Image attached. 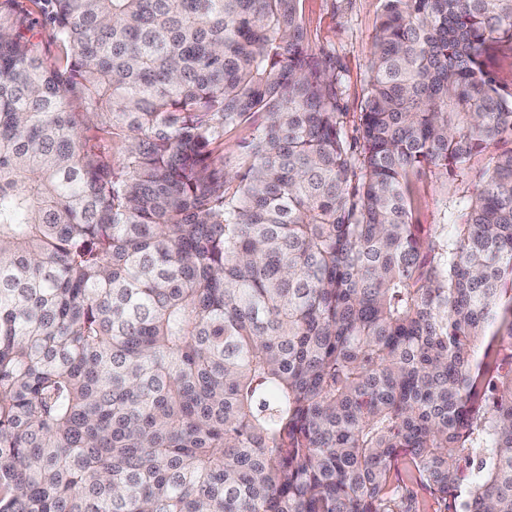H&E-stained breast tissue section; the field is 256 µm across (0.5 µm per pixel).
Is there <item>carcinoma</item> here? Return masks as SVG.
<instances>
[{
	"mask_svg": "<svg viewBox=\"0 0 512 512\" xmlns=\"http://www.w3.org/2000/svg\"><path fill=\"white\" fill-rule=\"evenodd\" d=\"M299 2L0 10V512H512V0H383L352 130ZM24 6L32 10L30 20L33 21L34 29L28 33V36H32V41L37 44V48L43 54L54 56L60 52L58 43L56 42L53 32L48 25H44L40 17V13L36 8L32 6L29 0H20ZM20 2V3H21ZM491 66L499 82L512 89V46L510 42H501L496 46L491 59ZM250 133L249 129L235 128L227 129L224 134V172L229 174H240L243 172L242 168V153L241 144ZM446 189V183L427 174L414 186L413 221L416 224H437L439 221L438 199Z\"/></svg>",
	"mask_w": 512,
	"mask_h": 512,
	"instance_id": "cac0c4a2",
	"label": "carcinoma"
}]
</instances>
